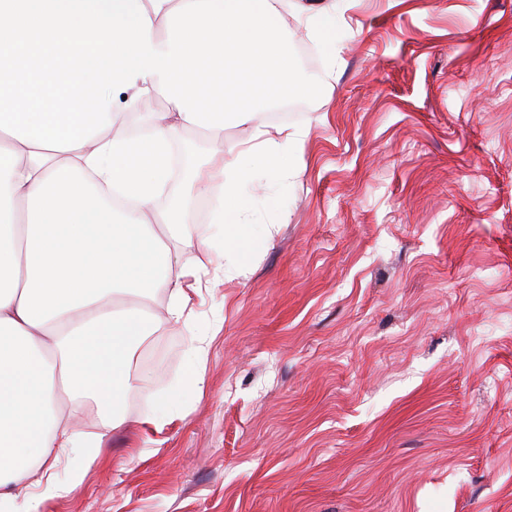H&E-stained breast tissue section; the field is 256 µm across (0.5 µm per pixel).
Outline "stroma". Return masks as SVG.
Masks as SVG:
<instances>
[{
    "label": "stroma",
    "instance_id": "35a3bbf8",
    "mask_svg": "<svg viewBox=\"0 0 512 512\" xmlns=\"http://www.w3.org/2000/svg\"><path fill=\"white\" fill-rule=\"evenodd\" d=\"M336 25L340 67L274 120L305 136L262 180L251 272L193 295L208 334L149 331L131 370L160 341L165 370L85 404L100 456L31 487L39 512H512V0H352ZM178 196L188 234L211 222L176 179L155 209Z\"/></svg>",
    "mask_w": 512,
    "mask_h": 512
}]
</instances>
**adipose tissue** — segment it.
<instances>
[{
    "mask_svg": "<svg viewBox=\"0 0 512 512\" xmlns=\"http://www.w3.org/2000/svg\"><path fill=\"white\" fill-rule=\"evenodd\" d=\"M350 0H0V512L20 506L24 482L68 451L82 464L97 443L70 420L85 400L115 406L146 374L131 357L160 321L184 322L190 293L208 269L251 270L250 186L284 141L259 97L212 112L217 94L202 66L232 59L294 95L323 85L292 64L288 19L339 62L336 16ZM168 93L164 112L140 105ZM243 127L242 149L224 157V125ZM207 131L213 146L195 186L215 200L224 249L197 237L204 263L175 249L183 226L154 210L172 177L180 131ZM167 289L163 316L146 306Z\"/></svg>",
    "mask_w": 512,
    "mask_h": 512,
    "instance_id": "ef3b65f1",
    "label": "adipose tissue"
}]
</instances>
